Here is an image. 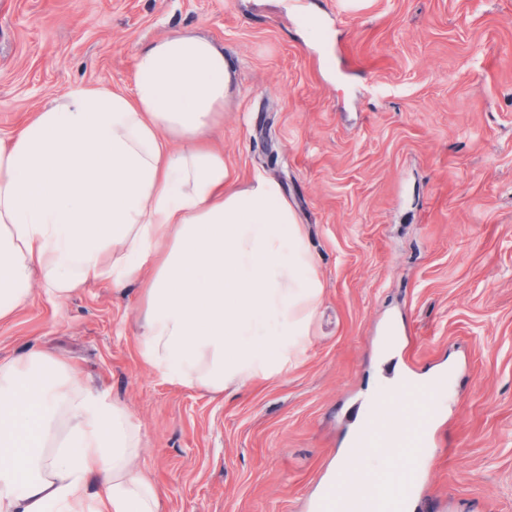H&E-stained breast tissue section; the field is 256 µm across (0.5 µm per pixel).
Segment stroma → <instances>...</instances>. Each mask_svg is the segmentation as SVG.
<instances>
[{
  "label": "stroma",
  "instance_id": "obj_1",
  "mask_svg": "<svg viewBox=\"0 0 512 512\" xmlns=\"http://www.w3.org/2000/svg\"><path fill=\"white\" fill-rule=\"evenodd\" d=\"M223 46L212 134L279 181L323 291L305 357L211 395L144 365L135 292L33 290L0 361L48 349L139 420L162 512H314L359 414L446 372L413 512H512V0H0V139L76 85L130 89L139 47Z\"/></svg>",
  "mask_w": 512,
  "mask_h": 512
}]
</instances>
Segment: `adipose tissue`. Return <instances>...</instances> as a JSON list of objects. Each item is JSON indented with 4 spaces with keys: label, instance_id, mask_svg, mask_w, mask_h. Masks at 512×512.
<instances>
[{
    "label": "adipose tissue",
    "instance_id": "1",
    "mask_svg": "<svg viewBox=\"0 0 512 512\" xmlns=\"http://www.w3.org/2000/svg\"><path fill=\"white\" fill-rule=\"evenodd\" d=\"M234 69L211 38L175 32L135 55L132 87L66 89L0 139V320L33 285L137 287V350L167 383L219 395L296 364L322 285L281 186L246 187L209 140ZM363 464L407 504L409 408ZM141 425L51 351L0 361V512H161L139 466Z\"/></svg>",
    "mask_w": 512,
    "mask_h": 512
}]
</instances>
